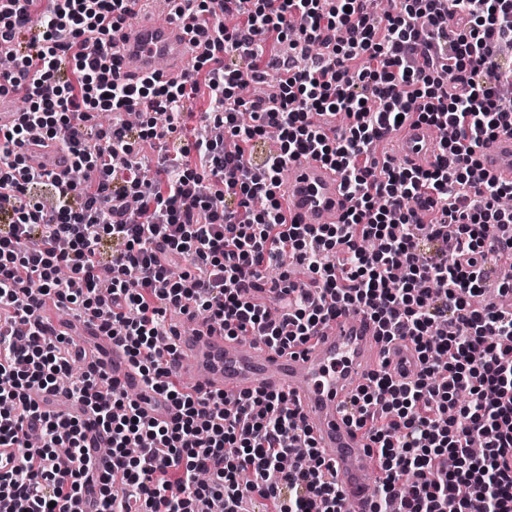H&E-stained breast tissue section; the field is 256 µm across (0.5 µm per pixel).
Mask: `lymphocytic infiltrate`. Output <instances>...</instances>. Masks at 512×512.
Instances as JSON below:
<instances>
[{
  "label": "lymphocytic infiltrate",
  "instance_id": "lymphocytic-infiltrate-1",
  "mask_svg": "<svg viewBox=\"0 0 512 512\" xmlns=\"http://www.w3.org/2000/svg\"><path fill=\"white\" fill-rule=\"evenodd\" d=\"M34 2L0 13L13 61L0 95L27 87L18 124L0 129V447L19 451L0 512H247L256 498L270 512H346L288 394L177 387L165 379L177 344L156 341L173 311L285 349L347 310L417 357L413 377L383 367L352 395L383 474L370 512H512V311L478 302L488 272L512 262L500 232L512 210L498 205L512 185L478 172L481 143L512 133L499 95L512 0H402L383 16L366 0H182L176 17L210 51L181 85L122 78L112 41L135 0ZM271 70L273 90L244 101ZM199 97L207 129L146 170L136 142L182 137ZM318 115L344 124L328 134ZM411 121L451 129L435 163L379 165L376 145ZM271 128L279 148L253 162ZM36 136L92 178L28 165ZM307 157L343 172L344 223L289 219L281 175ZM179 257L192 268L176 276ZM289 258L308 281L291 280ZM267 281L275 320L251 294ZM49 304L122 344L165 419L49 337Z\"/></svg>",
  "mask_w": 512,
  "mask_h": 512
}]
</instances>
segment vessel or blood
Segmentation results:
<instances>
[{
	"label": "vessel or blood",
	"mask_w": 512,
	"mask_h": 512,
	"mask_svg": "<svg viewBox=\"0 0 512 512\" xmlns=\"http://www.w3.org/2000/svg\"><path fill=\"white\" fill-rule=\"evenodd\" d=\"M113 51L123 61L126 81L181 82L189 78L191 61L206 47L191 37L181 21L161 24L152 13L136 9L127 15ZM396 147L405 166L425 168L434 162L439 141L429 126L411 123L401 130ZM26 153L29 164L41 163L57 173L70 165L67 152L42 138L30 140ZM479 156L486 174L500 183L512 182V134L483 142ZM282 192L289 217L302 224L342 223L349 207L338 171L310 157L289 164ZM177 341L179 351L166 367L168 382L187 381L230 399L257 391L288 393L305 427L327 451L347 512H369L368 486L378 465L369 439L356 428L346 405L354 389L366 383L382 352H389L395 362L412 358L409 342L381 346L377 324L349 313L323 324L306 345L285 351H272L259 340L241 343L203 322L196 323L193 333L180 334ZM99 342L109 350L102 362L105 372L120 378L127 389L140 390V380L129 370L123 350L109 337H100Z\"/></svg>",
	"instance_id": "b4317fda"
}]
</instances>
